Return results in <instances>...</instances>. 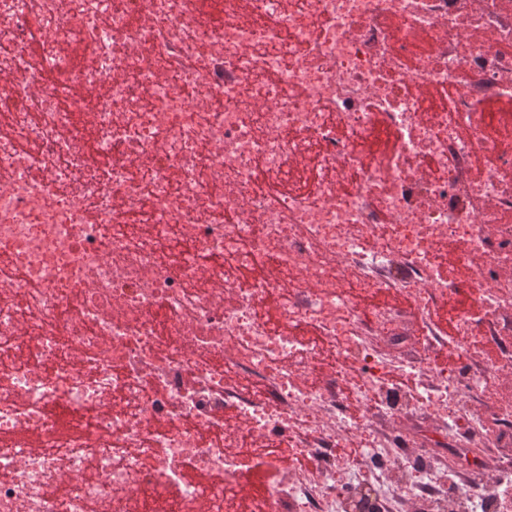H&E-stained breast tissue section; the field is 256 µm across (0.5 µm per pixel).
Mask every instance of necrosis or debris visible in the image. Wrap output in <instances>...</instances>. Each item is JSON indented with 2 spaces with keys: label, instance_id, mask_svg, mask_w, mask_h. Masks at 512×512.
Here are the masks:
<instances>
[{
  "label": "necrosis or debris",
  "instance_id": "4bbe7bcc",
  "mask_svg": "<svg viewBox=\"0 0 512 512\" xmlns=\"http://www.w3.org/2000/svg\"><path fill=\"white\" fill-rule=\"evenodd\" d=\"M213 2L0 0V512H502L512 0Z\"/></svg>",
  "mask_w": 512,
  "mask_h": 512
}]
</instances>
